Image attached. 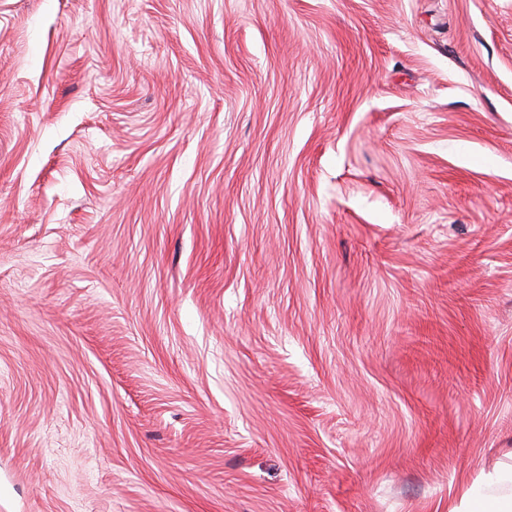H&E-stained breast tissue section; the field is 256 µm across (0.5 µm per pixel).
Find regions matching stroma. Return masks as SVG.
<instances>
[{"label":"stroma","mask_w":512,"mask_h":512,"mask_svg":"<svg viewBox=\"0 0 512 512\" xmlns=\"http://www.w3.org/2000/svg\"><path fill=\"white\" fill-rule=\"evenodd\" d=\"M511 462L512 0H0V512Z\"/></svg>","instance_id":"obj_1"}]
</instances>
